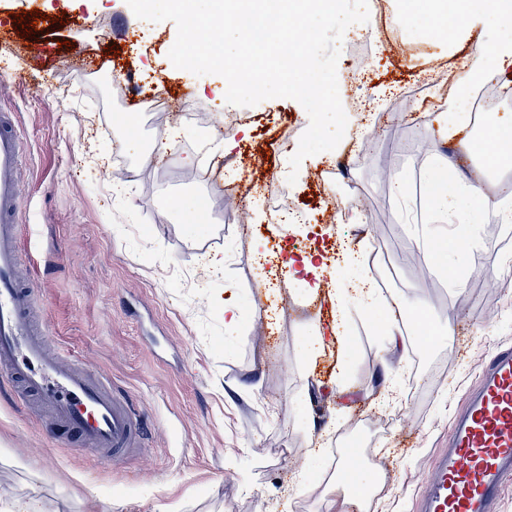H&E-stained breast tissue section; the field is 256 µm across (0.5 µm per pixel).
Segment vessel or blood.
<instances>
[{
    "label": "vessel or blood",
    "instance_id": "b4317fda",
    "mask_svg": "<svg viewBox=\"0 0 512 512\" xmlns=\"http://www.w3.org/2000/svg\"><path fill=\"white\" fill-rule=\"evenodd\" d=\"M23 142L13 113H0V371L59 430L102 457L137 451L143 417L110 377L68 351L50 350L33 289L18 274ZM451 453L427 479L425 512H487L512 480V348L488 360L478 395L452 428Z\"/></svg>",
    "mask_w": 512,
    "mask_h": 512
}]
</instances>
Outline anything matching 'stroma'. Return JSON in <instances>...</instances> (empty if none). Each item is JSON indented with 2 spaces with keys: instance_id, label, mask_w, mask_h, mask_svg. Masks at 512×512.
I'll list each match as a JSON object with an SVG mask.
<instances>
[{
  "instance_id": "obj_1",
  "label": "stroma",
  "mask_w": 512,
  "mask_h": 512,
  "mask_svg": "<svg viewBox=\"0 0 512 512\" xmlns=\"http://www.w3.org/2000/svg\"><path fill=\"white\" fill-rule=\"evenodd\" d=\"M395 34L367 62L341 53L348 112L331 151L306 158L285 201L326 238L315 287L303 273L263 279L272 225L253 198L256 178L289 172L309 124L296 100L228 104L224 80L175 68L173 22L135 17L125 0H0V108L26 143L21 251L54 343L104 371L149 421L144 452L105 461L59 444L20 400L0 391V501L35 512H358L326 475L355 442L378 496L370 512H420L424 484L448 453L451 422L485 362L512 346V269L496 229L473 225L449 268L478 285H448L425 256L428 235L462 219L432 213L430 173H463L495 195L504 170L449 140L443 98L459 96L461 61L501 36L470 24L446 42L420 35L407 0H387ZM42 20H34V12ZM53 45L36 59L38 45ZM443 75L435 93L403 92ZM134 97H169L167 113H132L147 139L178 128L170 159L144 154L111 115ZM408 100L407 112L397 105ZM133 171L112 184L122 159ZM381 241L395 278L370 311L351 300L335 324L336 288L363 269L336 264L357 242ZM224 254L211 277L206 253ZM239 324L224 326L225 306ZM423 305L435 343L384 350L395 309ZM328 339L316 345L314 328Z\"/></svg>"
}]
</instances>
